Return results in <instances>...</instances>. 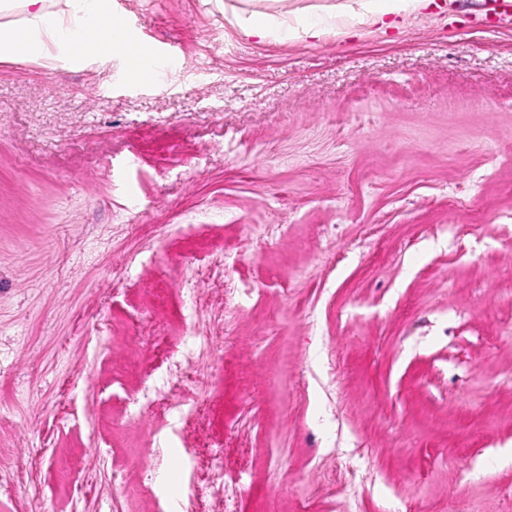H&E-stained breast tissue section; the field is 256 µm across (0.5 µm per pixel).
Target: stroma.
Returning a JSON list of instances; mask_svg holds the SVG:
<instances>
[{"instance_id": "stroma-1", "label": "stroma", "mask_w": 512, "mask_h": 512, "mask_svg": "<svg viewBox=\"0 0 512 512\" xmlns=\"http://www.w3.org/2000/svg\"><path fill=\"white\" fill-rule=\"evenodd\" d=\"M253 7L112 0L158 80L0 60V512H157L212 452L233 512H512V28ZM193 334L204 417L140 412ZM294 21L288 22V16L263 10H252L234 14V23L238 31L247 38L264 40L274 34L288 38L312 39L321 37L326 31L323 21H303L297 12H293Z\"/></svg>"}]
</instances>
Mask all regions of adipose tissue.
I'll use <instances>...</instances> for the list:
<instances>
[{"instance_id": "obj_1", "label": "adipose tissue", "mask_w": 512, "mask_h": 512, "mask_svg": "<svg viewBox=\"0 0 512 512\" xmlns=\"http://www.w3.org/2000/svg\"><path fill=\"white\" fill-rule=\"evenodd\" d=\"M234 23L243 36L261 40L275 34L305 40L326 31L325 22L263 10L235 14ZM132 44L128 29L115 23L110 0H0V60L76 63L128 55Z\"/></svg>"}]
</instances>
